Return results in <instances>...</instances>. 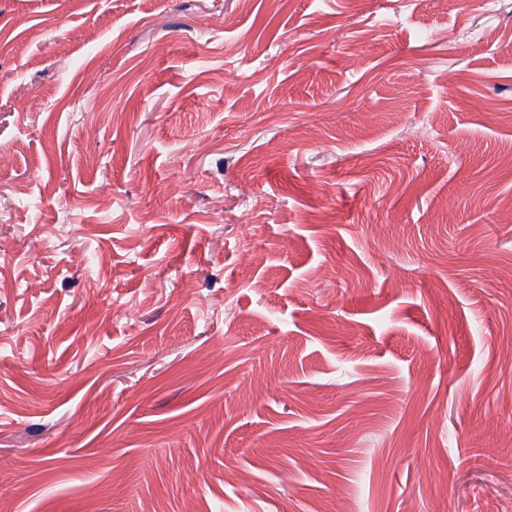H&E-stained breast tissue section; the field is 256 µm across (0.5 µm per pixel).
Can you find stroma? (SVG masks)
<instances>
[{
    "label": "stroma",
    "mask_w": 512,
    "mask_h": 512,
    "mask_svg": "<svg viewBox=\"0 0 512 512\" xmlns=\"http://www.w3.org/2000/svg\"><path fill=\"white\" fill-rule=\"evenodd\" d=\"M510 147L512 0H0V512H512Z\"/></svg>",
    "instance_id": "obj_1"
}]
</instances>
